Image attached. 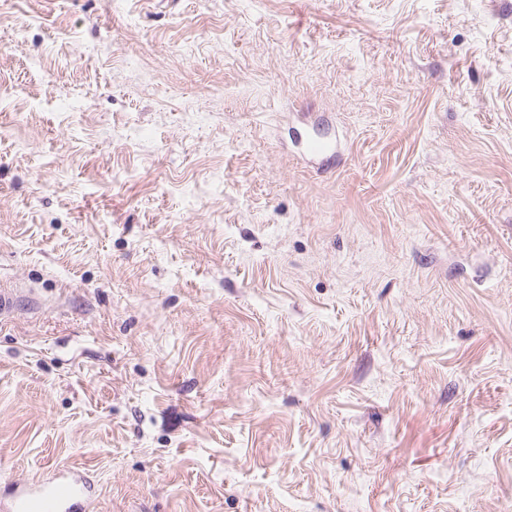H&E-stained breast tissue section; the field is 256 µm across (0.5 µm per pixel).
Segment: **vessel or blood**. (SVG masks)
<instances>
[{
	"label": "vessel or blood",
	"instance_id": "1",
	"mask_svg": "<svg viewBox=\"0 0 512 512\" xmlns=\"http://www.w3.org/2000/svg\"><path fill=\"white\" fill-rule=\"evenodd\" d=\"M294 142L303 156L317 158L331 151L332 144L309 132H296ZM93 485L86 471L61 465L35 482L15 483L0 495V512H93Z\"/></svg>",
	"mask_w": 512,
	"mask_h": 512
}]
</instances>
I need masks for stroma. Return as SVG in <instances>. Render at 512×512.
<instances>
[{
    "instance_id": "1",
    "label": "stroma",
    "mask_w": 512,
    "mask_h": 512,
    "mask_svg": "<svg viewBox=\"0 0 512 512\" xmlns=\"http://www.w3.org/2000/svg\"><path fill=\"white\" fill-rule=\"evenodd\" d=\"M1 285L0 487L512 512V0H0ZM294 143L297 145L302 155L311 159L317 158L332 151V143L324 140V137L313 133L301 132L297 130L294 136Z\"/></svg>"
}]
</instances>
